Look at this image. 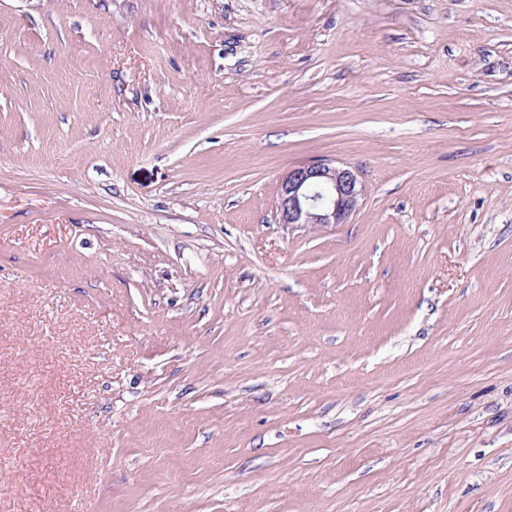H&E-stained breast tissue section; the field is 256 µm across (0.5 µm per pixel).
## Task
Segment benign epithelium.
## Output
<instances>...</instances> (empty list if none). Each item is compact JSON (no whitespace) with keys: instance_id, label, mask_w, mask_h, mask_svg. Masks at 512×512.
<instances>
[{"instance_id":"benign-epithelium-1","label":"benign epithelium","mask_w":512,"mask_h":512,"mask_svg":"<svg viewBox=\"0 0 512 512\" xmlns=\"http://www.w3.org/2000/svg\"><path fill=\"white\" fill-rule=\"evenodd\" d=\"M364 195L359 172L348 165L316 162L297 166L281 180L275 220L310 229L344 224Z\"/></svg>"}]
</instances>
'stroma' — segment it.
<instances>
[{
  "label": "stroma",
  "instance_id": "obj_1",
  "mask_svg": "<svg viewBox=\"0 0 512 512\" xmlns=\"http://www.w3.org/2000/svg\"><path fill=\"white\" fill-rule=\"evenodd\" d=\"M0 512H512V0H0ZM364 195L359 172L348 165L316 162L297 166L281 180L275 220L310 229L344 224Z\"/></svg>",
  "mask_w": 512,
  "mask_h": 512
}]
</instances>
